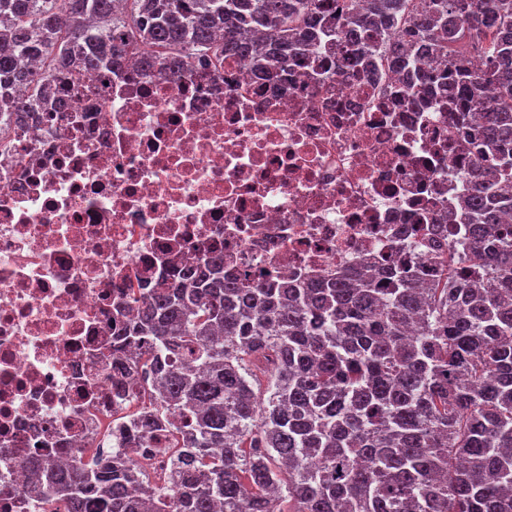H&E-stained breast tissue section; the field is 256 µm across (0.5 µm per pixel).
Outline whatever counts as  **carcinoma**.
<instances>
[{
  "mask_svg": "<svg viewBox=\"0 0 512 512\" xmlns=\"http://www.w3.org/2000/svg\"><path fill=\"white\" fill-rule=\"evenodd\" d=\"M339 39L314 80H369L375 57L412 109L451 89L479 147L464 241L316 282L226 275L212 253L133 298L112 357L142 405L112 433L164 448L26 461L39 512H512V0H0V113L46 110L57 73L132 46L162 77L174 50L271 79Z\"/></svg>",
  "mask_w": 512,
  "mask_h": 512,
  "instance_id": "carcinoma-1",
  "label": "carcinoma"
}]
</instances>
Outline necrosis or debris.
I'll return each mask as SVG.
<instances>
[{
	"label": "necrosis or debris",
	"mask_w": 512,
	"mask_h": 512,
	"mask_svg": "<svg viewBox=\"0 0 512 512\" xmlns=\"http://www.w3.org/2000/svg\"><path fill=\"white\" fill-rule=\"evenodd\" d=\"M256 80L247 60L121 65L59 86L61 107L0 122V512H35L21 459L111 451L113 320L132 295L220 252L295 282L430 262L413 224L445 227L476 153L458 114L394 98L401 72Z\"/></svg>",
	"instance_id": "4bbe7bcc"
}]
</instances>
